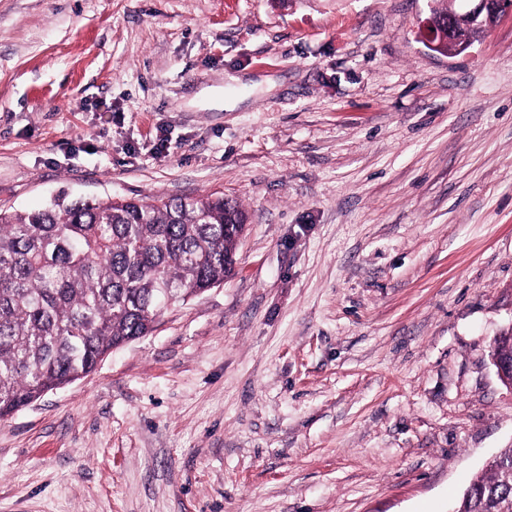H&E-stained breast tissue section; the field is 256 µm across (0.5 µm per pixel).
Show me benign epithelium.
<instances>
[{
    "instance_id": "benign-epithelium-1",
    "label": "benign epithelium",
    "mask_w": 512,
    "mask_h": 512,
    "mask_svg": "<svg viewBox=\"0 0 512 512\" xmlns=\"http://www.w3.org/2000/svg\"><path fill=\"white\" fill-rule=\"evenodd\" d=\"M470 1L474 2L472 7L452 12L438 24L429 21L426 42L430 49L435 51L442 44L448 43L453 45L452 52L460 53L470 45V42H458L454 39L458 27L466 26L483 34L502 16L512 14V0H463V3Z\"/></svg>"
}]
</instances>
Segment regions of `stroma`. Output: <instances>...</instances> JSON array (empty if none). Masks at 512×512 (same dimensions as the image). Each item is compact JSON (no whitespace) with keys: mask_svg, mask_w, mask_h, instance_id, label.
<instances>
[{"mask_svg":"<svg viewBox=\"0 0 512 512\" xmlns=\"http://www.w3.org/2000/svg\"><path fill=\"white\" fill-rule=\"evenodd\" d=\"M0 0V210L222 196L224 283L0 420V512H450L512 446V16ZM464 5L474 2L470 8L463 7L460 11L452 12L448 18L434 23L432 17L426 32L427 46L436 51L442 44H453V49L448 54L460 53L465 50L473 41L458 42L454 39L455 32L459 26H466L479 32L480 38L495 22L506 14H512L511 0H463ZM477 38V39H478Z\"/></svg>","mask_w":512,"mask_h":512,"instance_id":"35a3bbf8","label":"stroma"}]
</instances>
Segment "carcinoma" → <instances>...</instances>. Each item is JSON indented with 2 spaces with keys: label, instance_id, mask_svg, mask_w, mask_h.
I'll return each mask as SVG.
<instances>
[{
  "label": "carcinoma",
  "instance_id": "1",
  "mask_svg": "<svg viewBox=\"0 0 512 512\" xmlns=\"http://www.w3.org/2000/svg\"><path fill=\"white\" fill-rule=\"evenodd\" d=\"M248 214L222 196L50 200L0 211V420L148 335L170 305L224 283ZM454 512H512V447Z\"/></svg>",
  "mask_w": 512,
  "mask_h": 512
}]
</instances>
